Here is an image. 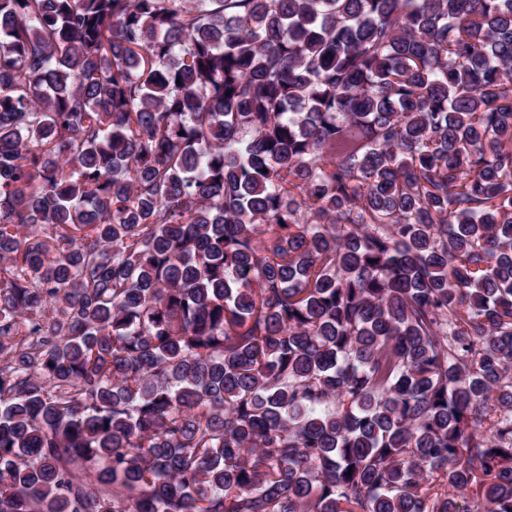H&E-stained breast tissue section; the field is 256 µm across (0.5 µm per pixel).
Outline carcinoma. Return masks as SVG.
<instances>
[{
  "label": "carcinoma",
  "mask_w": 512,
  "mask_h": 512,
  "mask_svg": "<svg viewBox=\"0 0 512 512\" xmlns=\"http://www.w3.org/2000/svg\"><path fill=\"white\" fill-rule=\"evenodd\" d=\"M0 512H512V0H0Z\"/></svg>",
  "instance_id": "obj_1"
}]
</instances>
